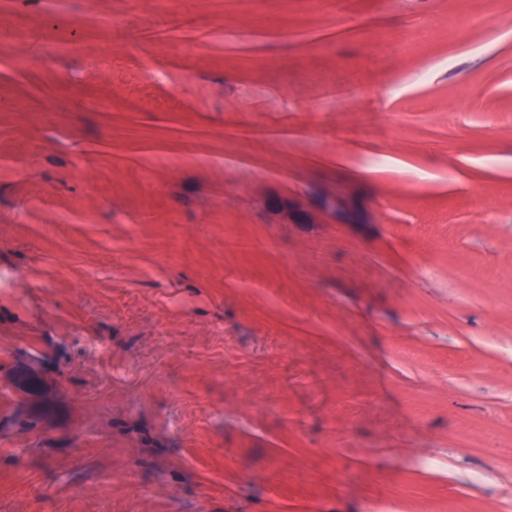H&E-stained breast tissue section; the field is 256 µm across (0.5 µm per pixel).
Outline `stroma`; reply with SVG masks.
<instances>
[{
    "label": "stroma",
    "mask_w": 512,
    "mask_h": 512,
    "mask_svg": "<svg viewBox=\"0 0 512 512\" xmlns=\"http://www.w3.org/2000/svg\"><path fill=\"white\" fill-rule=\"evenodd\" d=\"M0 512H512V0H0Z\"/></svg>",
    "instance_id": "1"
}]
</instances>
